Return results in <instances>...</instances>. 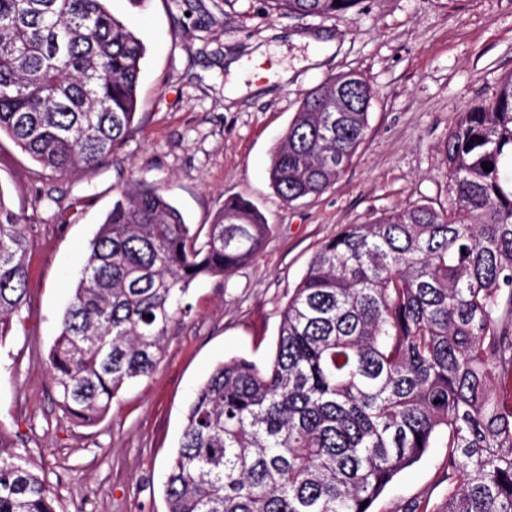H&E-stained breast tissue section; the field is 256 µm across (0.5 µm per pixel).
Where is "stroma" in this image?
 Instances as JSON below:
<instances>
[{"mask_svg":"<svg viewBox=\"0 0 512 512\" xmlns=\"http://www.w3.org/2000/svg\"><path fill=\"white\" fill-rule=\"evenodd\" d=\"M147 52L138 126L96 168L45 173L0 140V191L26 227L27 303L0 338V422L27 441L60 512H166L168 466L195 390L224 360H267L279 311L319 245L348 224L412 204L448 206L444 141L459 113L512 73V0H359L331 19L282 13L274 0H109ZM375 90L369 128L336 184L285 202L272 157L306 92L343 72ZM160 184L193 225L241 197L271 226L255 260L197 283L154 374L123 387L84 425L55 401L46 359L84 250L117 186ZM60 202L46 207L44 196ZM432 448L372 512H433L447 490Z\"/></svg>","mask_w":512,"mask_h":512,"instance_id":"35a3bbf8","label":"stroma"}]
</instances>
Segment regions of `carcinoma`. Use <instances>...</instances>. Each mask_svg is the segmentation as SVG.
Here are the masks:
<instances>
[{
	"instance_id": "carcinoma-1",
	"label": "carcinoma",
	"mask_w": 512,
	"mask_h": 512,
	"mask_svg": "<svg viewBox=\"0 0 512 512\" xmlns=\"http://www.w3.org/2000/svg\"><path fill=\"white\" fill-rule=\"evenodd\" d=\"M107 2L0 0V136L52 173L96 166L135 130L146 44ZM272 2L331 18L360 0ZM373 96L356 72L305 94L270 168L283 199L335 185ZM444 150L448 209L346 225L290 291L268 366L234 357L198 387L167 512H371L435 447L448 480L436 512H512V412L497 395L512 375V74L459 114ZM269 232L244 199L194 228L161 187L118 190L48 353L59 406L103 418L156 370L192 285L250 262ZM30 248L0 189V339L26 303ZM24 447L0 424V512H57Z\"/></svg>"
}]
</instances>
